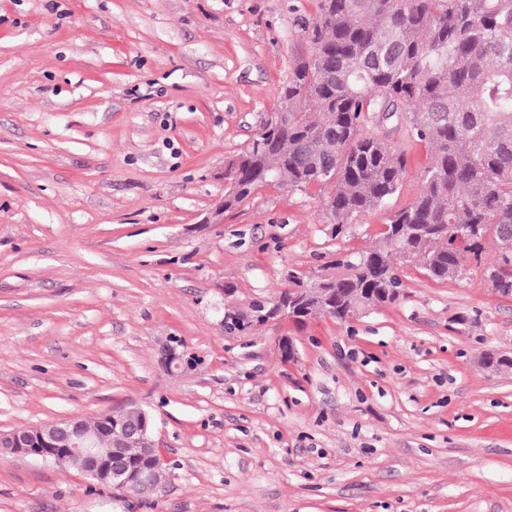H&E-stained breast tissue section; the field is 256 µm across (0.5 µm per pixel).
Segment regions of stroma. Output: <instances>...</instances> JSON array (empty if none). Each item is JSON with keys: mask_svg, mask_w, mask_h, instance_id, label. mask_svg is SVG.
Segmentation results:
<instances>
[{"mask_svg": "<svg viewBox=\"0 0 512 512\" xmlns=\"http://www.w3.org/2000/svg\"><path fill=\"white\" fill-rule=\"evenodd\" d=\"M314 0H0V431L117 407L170 468L143 501L73 466L0 461V512H512V298L481 262L393 304L246 334L224 309L330 272L420 190L336 230L317 190L266 186L220 224L224 170L308 50ZM467 323H459V316ZM202 358L167 371L170 337ZM292 337L294 359L279 342Z\"/></svg>", "mask_w": 512, "mask_h": 512, "instance_id": "1", "label": "stroma"}]
</instances>
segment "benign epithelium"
Wrapping results in <instances>:
<instances>
[{
  "mask_svg": "<svg viewBox=\"0 0 512 512\" xmlns=\"http://www.w3.org/2000/svg\"><path fill=\"white\" fill-rule=\"evenodd\" d=\"M60 434L70 438L72 446L69 451L79 452L86 459L85 474L102 484H109L110 479L115 477L112 457L103 454L101 449L113 446L112 435L101 437L86 435L81 429V419L77 416L1 432L0 447L8 445L19 449V453L24 457L45 461L51 456L49 453L51 441Z\"/></svg>",
  "mask_w": 512,
  "mask_h": 512,
  "instance_id": "7a95c632",
  "label": "benign epithelium"
}]
</instances>
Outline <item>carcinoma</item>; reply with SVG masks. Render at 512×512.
<instances>
[{"mask_svg":"<svg viewBox=\"0 0 512 512\" xmlns=\"http://www.w3.org/2000/svg\"><path fill=\"white\" fill-rule=\"evenodd\" d=\"M301 31L308 57L295 61L274 112L224 178L316 187L339 234L403 188L407 156L371 131L374 113H393L429 161L421 190L374 246L337 260L339 272L316 276V285L288 271L276 304L227 308L225 329L245 332L294 306L298 326L314 315L344 321L362 302L396 301L401 264L436 282L456 279L467 257L481 259L472 224L497 242L490 284L511 297L512 0H316ZM124 418L125 427L153 434L148 412L127 409ZM115 456L125 478L117 490L137 494L145 473L153 496L165 490L169 467L139 435L122 437Z\"/></svg>","mask_w":512,"mask_h":512,"instance_id":"1","label":"carcinoma"}]
</instances>
